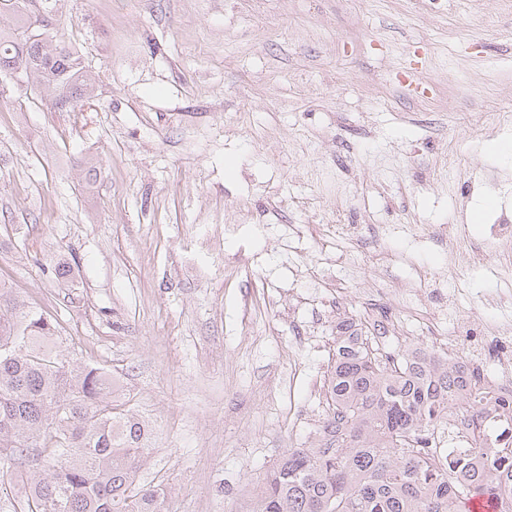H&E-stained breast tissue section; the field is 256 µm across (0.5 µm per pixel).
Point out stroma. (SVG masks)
I'll return each instance as SVG.
<instances>
[{"instance_id":"stroma-1","label":"stroma","mask_w":512,"mask_h":512,"mask_svg":"<svg viewBox=\"0 0 512 512\" xmlns=\"http://www.w3.org/2000/svg\"><path fill=\"white\" fill-rule=\"evenodd\" d=\"M41 7L97 97L0 92V281L153 422L164 512H239L304 446L338 321L426 347L468 318L482 350L512 324V0ZM442 240L448 243V251L458 254L465 263L473 264L483 259L482 247L475 242L463 244L453 227L448 228V232L445 231Z\"/></svg>"}]
</instances>
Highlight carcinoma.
I'll return each instance as SVG.
<instances>
[{"label": "carcinoma", "mask_w": 512, "mask_h": 512, "mask_svg": "<svg viewBox=\"0 0 512 512\" xmlns=\"http://www.w3.org/2000/svg\"><path fill=\"white\" fill-rule=\"evenodd\" d=\"M23 2L0 0L12 22L0 27V71L21 70L52 109L83 111L95 86L82 56L33 25ZM381 329L337 322L308 446L288 450L239 512H466L477 496L512 512V441L492 455L483 447L487 417L512 420V399L443 349L407 364ZM57 333L0 287V487L24 484L12 512H163V489L139 478L152 425L103 369L58 362L48 349ZM452 408L471 442L445 463L438 432Z\"/></svg>", "instance_id": "1"}]
</instances>
